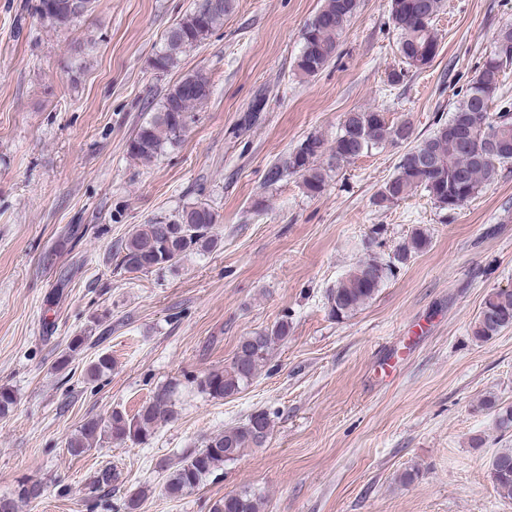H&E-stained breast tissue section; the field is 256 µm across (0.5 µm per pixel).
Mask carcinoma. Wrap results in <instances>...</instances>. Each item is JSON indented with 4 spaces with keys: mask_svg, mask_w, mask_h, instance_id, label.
<instances>
[{
    "mask_svg": "<svg viewBox=\"0 0 512 512\" xmlns=\"http://www.w3.org/2000/svg\"><path fill=\"white\" fill-rule=\"evenodd\" d=\"M82 13L70 9V0H38L41 19L68 28L87 16L95 0H85ZM211 0H200L186 18L169 27L163 45L154 56L158 71L174 68L186 50L201 44L231 11L234 0H224V8L214 10ZM390 15L398 31V50L404 63L416 70L428 65L438 53V38L433 20L441 0H390ZM357 8V0H323V4L303 33V46L295 61L302 77L316 76L335 56L339 37ZM512 65V27L502 29L493 49L477 75L468 83L462 100L451 110L445 122L437 123L433 134L413 137L410 121L389 122L378 110L349 112L336 136L330 156L341 167L380 145L402 143L395 174L377 194V204L386 207L404 199L417 188L434 203L448 210L464 206L481 188L492 182L498 168L512 162V103L504 102L491 113L499 98L504 69ZM211 93L209 79L201 73L183 76L166 94L150 121L141 124L128 142V154L150 163L166 146H174L193 122L194 106ZM324 142L316 134L306 137L288 155L273 164L266 173V183L275 184L285 174H296L310 196L325 190L326 169L320 163ZM215 212L205 203L183 208L171 217L136 224L117 247V266L127 274L170 269L186 253L202 250L213 243ZM427 234L417 230L404 247L402 257L428 245ZM392 273V267L371 257L360 262L329 290V313L337 319L353 314L373 300ZM512 327V289L488 294L472 326V336L487 342L502 330ZM288 338V322L281 321L267 332L243 338L231 363L205 374L198 382L202 392L224 398L240 392L256 375L272 346ZM112 370V358L102 354L92 361L86 375L97 380ZM170 391H158L130 418L120 411L108 418H91L78 434L66 442L67 453L81 457L91 450L95 440L105 436L118 442H140L168 412ZM482 406L495 413L498 429L512 428V406L503 407L493 397ZM270 423L263 412L250 416L246 423L224 429L208 439L203 448L181 461L166 478L165 489L172 498L199 487L216 469L237 459L241 451L259 447L267 439ZM489 477L498 495L512 500V448L499 449L490 459ZM42 484L22 478L7 500L0 499V512H19L20 505L40 498ZM211 512H260L258 500L247 491L233 492L216 501Z\"/></svg>",
    "mask_w": 512,
    "mask_h": 512,
    "instance_id": "obj_1",
    "label": "carcinoma"
}]
</instances>
